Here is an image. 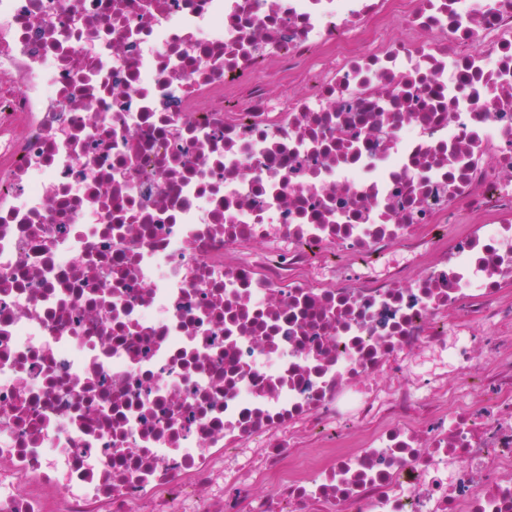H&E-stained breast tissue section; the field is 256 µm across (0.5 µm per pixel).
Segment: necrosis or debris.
<instances>
[{
    "mask_svg": "<svg viewBox=\"0 0 512 512\" xmlns=\"http://www.w3.org/2000/svg\"><path fill=\"white\" fill-rule=\"evenodd\" d=\"M509 287L512 0H0V512H512Z\"/></svg>",
    "mask_w": 512,
    "mask_h": 512,
    "instance_id": "obj_1",
    "label": "necrosis or debris"
}]
</instances>
